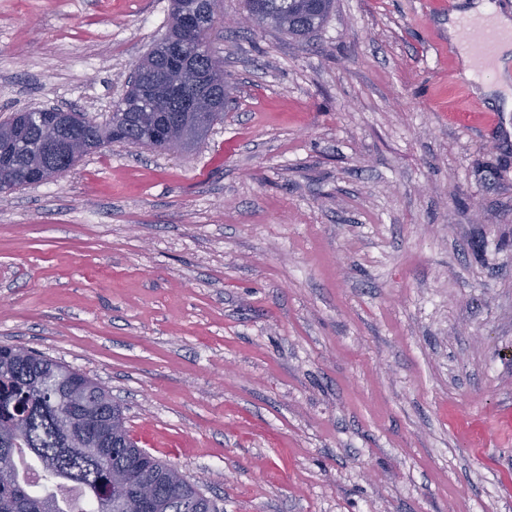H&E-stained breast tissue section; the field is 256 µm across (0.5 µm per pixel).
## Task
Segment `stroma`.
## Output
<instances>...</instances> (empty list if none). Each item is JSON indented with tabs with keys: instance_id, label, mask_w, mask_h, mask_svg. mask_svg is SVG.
I'll use <instances>...</instances> for the list:
<instances>
[{
	"instance_id": "stroma-1",
	"label": "stroma",
	"mask_w": 512,
	"mask_h": 512,
	"mask_svg": "<svg viewBox=\"0 0 512 512\" xmlns=\"http://www.w3.org/2000/svg\"><path fill=\"white\" fill-rule=\"evenodd\" d=\"M170 0H0V121L105 122ZM448 0L211 32L232 101L0 194V344L95 379L220 512H512V112Z\"/></svg>"
}]
</instances>
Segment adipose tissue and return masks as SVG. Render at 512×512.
I'll use <instances>...</instances> for the list:
<instances>
[{
  "label": "adipose tissue",
  "mask_w": 512,
  "mask_h": 512,
  "mask_svg": "<svg viewBox=\"0 0 512 512\" xmlns=\"http://www.w3.org/2000/svg\"><path fill=\"white\" fill-rule=\"evenodd\" d=\"M478 25L496 31L501 36L493 60L497 70L512 65V14L489 10L484 0H461L457 10L448 16V44L462 62H469L471 52L465 37L468 26Z\"/></svg>",
  "instance_id": "1"
}]
</instances>
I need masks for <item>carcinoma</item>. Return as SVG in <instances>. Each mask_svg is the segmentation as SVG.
<instances>
[{
    "label": "carcinoma",
    "instance_id": "1",
    "mask_svg": "<svg viewBox=\"0 0 512 512\" xmlns=\"http://www.w3.org/2000/svg\"><path fill=\"white\" fill-rule=\"evenodd\" d=\"M179 2L172 0L165 40L177 45L180 55L150 50L134 69L135 79L127 93L135 95L145 83L162 88L152 111L136 112L120 105L106 124L84 112L63 117L57 112L31 116L17 112L0 122V184L15 189L52 165H65L64 141L83 139L101 147L105 143L163 151L158 140L146 137L151 128L173 122L181 126L180 147L190 149L210 128L224 120V106L231 86L224 78L223 62L217 69L201 60L198 45L207 43L211 28L189 34L178 20ZM334 0H324L318 15L303 0H246V10L257 17L256 26L283 32L305 41L325 23ZM212 98L209 112H181V103L196 95ZM112 411L108 392L89 377L64 363L18 345H0V512H168L174 504L193 496L198 486L188 481L174 465L156 457L140 461L132 449L122 446L123 434L113 438L112 447L98 448L96 442ZM35 463L42 483L53 491L43 494L32 486L27 463ZM129 470L125 497L109 501L106 489L112 472ZM144 484L155 489L150 505L140 497Z\"/></svg>",
    "mask_w": 512,
    "mask_h": 512
}]
</instances>
